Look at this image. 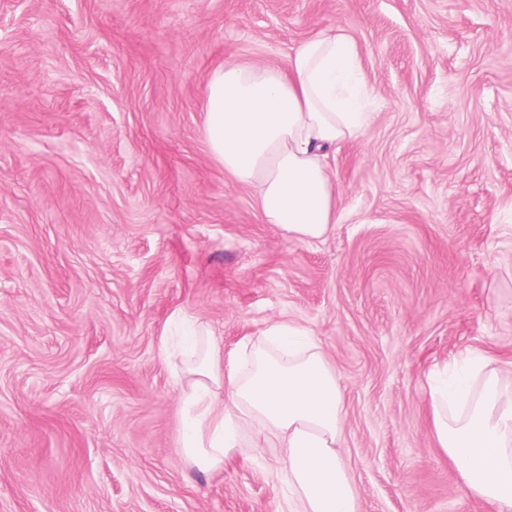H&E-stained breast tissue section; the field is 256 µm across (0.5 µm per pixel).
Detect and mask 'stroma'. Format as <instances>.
<instances>
[{
	"label": "stroma",
	"instance_id": "1",
	"mask_svg": "<svg viewBox=\"0 0 512 512\" xmlns=\"http://www.w3.org/2000/svg\"><path fill=\"white\" fill-rule=\"evenodd\" d=\"M338 26L372 120L329 158L339 224L301 240L210 156L205 85ZM177 310L228 356L311 332L358 512H491L429 393L512 359V0H0V512H281L278 449L184 461Z\"/></svg>",
	"mask_w": 512,
	"mask_h": 512
}]
</instances>
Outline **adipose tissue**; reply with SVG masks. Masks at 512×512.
I'll use <instances>...</instances> for the list:
<instances>
[{"label": "adipose tissue", "mask_w": 512, "mask_h": 512, "mask_svg": "<svg viewBox=\"0 0 512 512\" xmlns=\"http://www.w3.org/2000/svg\"><path fill=\"white\" fill-rule=\"evenodd\" d=\"M352 39L334 30L311 37L285 64L224 62L209 74L204 136L213 160L247 186L264 223L301 239L323 238L339 216L328 161L336 146L371 121ZM169 327L190 333L174 365L186 460L204 473L246 448L277 442L287 512H357L359 491L339 452L343 390L303 327H267L225 362L202 322L174 312ZM467 376L431 389L440 448L466 496L512 512V363L467 361Z\"/></svg>", "instance_id": "ef3b65f1"}]
</instances>
